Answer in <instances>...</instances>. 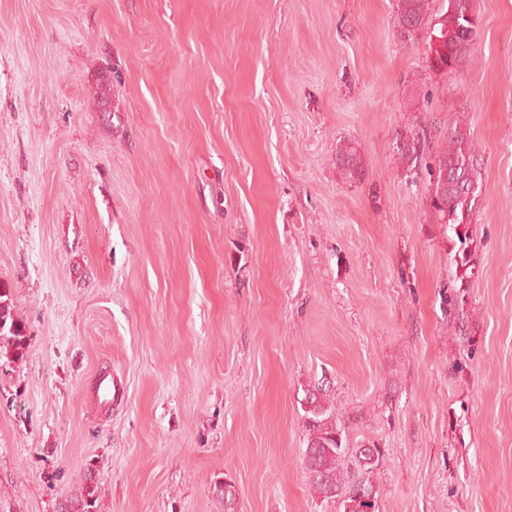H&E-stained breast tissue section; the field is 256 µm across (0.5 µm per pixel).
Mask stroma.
I'll return each instance as SVG.
<instances>
[{"instance_id": "35a3bbf8", "label": "stroma", "mask_w": 512, "mask_h": 512, "mask_svg": "<svg viewBox=\"0 0 512 512\" xmlns=\"http://www.w3.org/2000/svg\"><path fill=\"white\" fill-rule=\"evenodd\" d=\"M393 3L0 0V281L29 336L0 512L88 473L97 512H224L227 477L239 512H339L301 464L320 380L347 446L383 451L374 512H512V0H474L448 74ZM458 122L464 244L396 149ZM336 160L345 178L358 179L362 175L363 161L355 146L345 144L340 147L336 154Z\"/></svg>"}]
</instances>
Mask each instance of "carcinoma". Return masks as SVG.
Wrapping results in <instances>:
<instances>
[{
	"label": "carcinoma",
	"instance_id": "cac0c4a2",
	"mask_svg": "<svg viewBox=\"0 0 512 512\" xmlns=\"http://www.w3.org/2000/svg\"><path fill=\"white\" fill-rule=\"evenodd\" d=\"M439 12L430 13L429 0H395L400 34L427 35V57L432 70L448 73L466 56L477 34L478 18L472 0H444ZM431 132L421 127L399 134L397 153L406 170H421L428 177L430 207L437 223L463 239L460 227L470 221L473 198L469 191L479 188V167L467 127L455 124L448 132V145L430 150ZM339 168L348 179L362 175L363 161L357 148L349 144L336 154ZM22 319L16 317L11 291L0 284V367L21 361L26 356L29 338ZM302 419L307 430L302 463L309 485L321 503H339L343 512H374L379 493L374 483L382 453L378 448L350 450L343 443L337 425L336 404L330 386L324 382L303 389ZM353 453L356 470H344L343 462ZM224 503V512H236V487L230 482L214 485ZM97 485L84 477V485L60 512H96Z\"/></svg>",
	"mask_w": 512,
	"mask_h": 512
}]
</instances>
